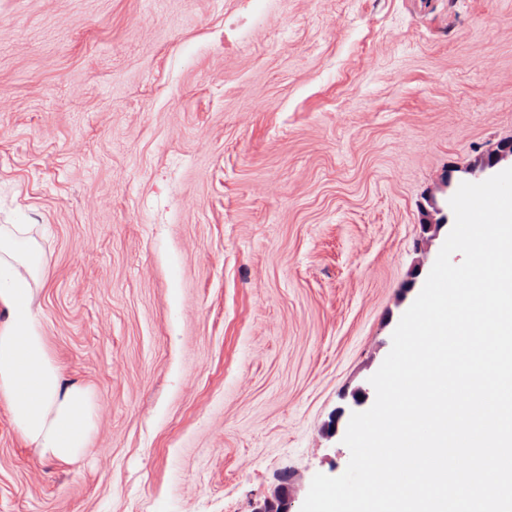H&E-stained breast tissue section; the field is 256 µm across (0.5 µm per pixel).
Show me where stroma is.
<instances>
[{"mask_svg": "<svg viewBox=\"0 0 512 512\" xmlns=\"http://www.w3.org/2000/svg\"><path fill=\"white\" fill-rule=\"evenodd\" d=\"M469 66H461V59ZM512 140V0H0V224L102 408L60 465L0 408V512H252L350 460L328 425Z\"/></svg>", "mask_w": 512, "mask_h": 512, "instance_id": "1", "label": "stroma"}]
</instances>
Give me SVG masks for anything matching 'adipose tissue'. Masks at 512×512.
<instances>
[{
  "instance_id": "adipose-tissue-1",
  "label": "adipose tissue",
  "mask_w": 512,
  "mask_h": 512,
  "mask_svg": "<svg viewBox=\"0 0 512 512\" xmlns=\"http://www.w3.org/2000/svg\"><path fill=\"white\" fill-rule=\"evenodd\" d=\"M33 230L0 225V404L24 443L66 465L91 446L100 402L90 387L66 383L35 309L45 273Z\"/></svg>"
}]
</instances>
